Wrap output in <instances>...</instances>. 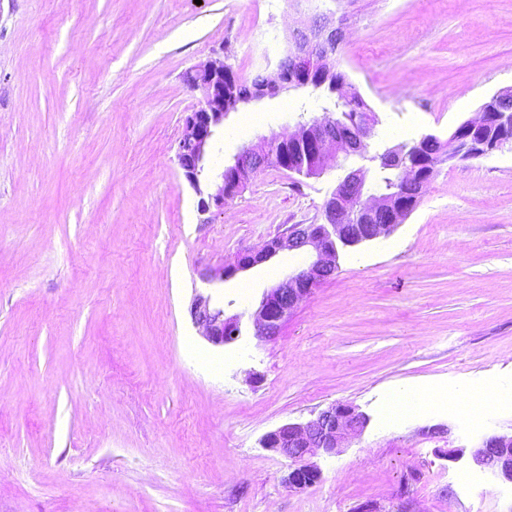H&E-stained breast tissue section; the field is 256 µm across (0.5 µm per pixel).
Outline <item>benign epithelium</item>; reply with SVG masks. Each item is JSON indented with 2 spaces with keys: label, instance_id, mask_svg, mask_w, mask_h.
Instances as JSON below:
<instances>
[{
  "label": "benign epithelium",
  "instance_id": "1",
  "mask_svg": "<svg viewBox=\"0 0 512 512\" xmlns=\"http://www.w3.org/2000/svg\"><path fill=\"white\" fill-rule=\"evenodd\" d=\"M349 36L346 15L340 9H329L307 17V22L288 32V49L271 72L273 82L250 95V101H260L284 89L307 88L319 75L331 68ZM237 74L220 60L202 62L184 75L185 83L202 93L199 105L185 116L176 153L177 164L185 181L196 196L198 223L212 222L213 211H224L245 180L256 170V157L268 151L270 144L283 148L299 145L309 151L321 173L339 158H351L353 163L342 183L347 190H333L323 208V224H291L260 249L246 252L218 270L201 272L203 280H226L238 272L261 265L283 251L309 255L308 262L266 289L251 316L254 336L270 340L276 336L288 315L315 288L330 279L338 270V246H356L391 234L401 220L415 208V201L395 196H380L367 187L368 169L361 161L366 158V140L372 126L367 124L360 134L350 138L340 135L333 113L323 115L308 124L297 123L290 132L262 137L255 144L242 147L232 158L235 173L234 189L224 190L221 182L209 184L205 173L206 149L230 110L224 108V97L234 88ZM512 95V89L498 91L485 102L477 115L460 123L448 136V159H478L512 145V113L496 112L494 103ZM360 210L366 217L383 215L384 224H342V218ZM193 323L202 336L215 346L234 342L241 335V317L225 315L224 308L214 305L211 297L196 293L190 304ZM369 418L345 404H332L305 423H287L267 433L262 443L288 460L285 482L291 489H305L317 483L320 470L308 462L309 457L338 453L348 440L362 434ZM474 463L493 475L512 482V436L492 435L485 438L472 455Z\"/></svg>",
  "mask_w": 512,
  "mask_h": 512
}]
</instances>
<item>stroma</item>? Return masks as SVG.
Wrapping results in <instances>:
<instances>
[{
  "label": "stroma",
  "instance_id": "obj_1",
  "mask_svg": "<svg viewBox=\"0 0 512 512\" xmlns=\"http://www.w3.org/2000/svg\"><path fill=\"white\" fill-rule=\"evenodd\" d=\"M299 19L290 0H0V512H512V483L472 460L512 432V149L442 163L274 339L249 316L303 254L200 277L322 223L342 175L267 168L201 224L176 162L201 98L185 72L271 71ZM349 24L339 67L376 115L370 152L393 128L447 139L512 88V0H356ZM325 105L290 89L240 107L207 174ZM198 291L242 316L236 341L200 334ZM407 386L429 408L386 422ZM334 403L368 427L288 488L263 436Z\"/></svg>",
  "mask_w": 512,
  "mask_h": 512
}]
</instances>
